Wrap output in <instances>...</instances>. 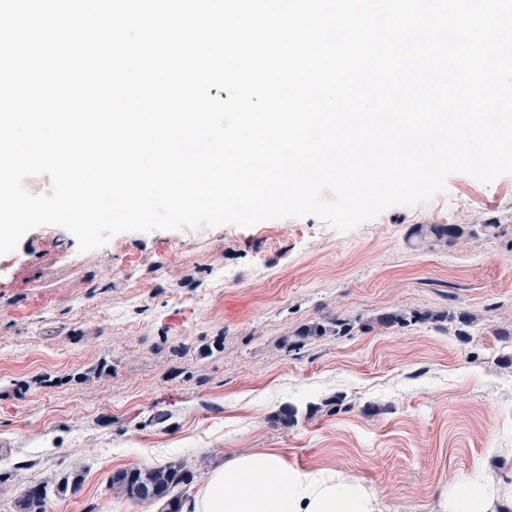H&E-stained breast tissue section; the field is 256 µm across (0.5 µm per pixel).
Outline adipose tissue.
<instances>
[{
    "mask_svg": "<svg viewBox=\"0 0 512 512\" xmlns=\"http://www.w3.org/2000/svg\"><path fill=\"white\" fill-rule=\"evenodd\" d=\"M190 512H378L374 495L323 471L288 466L271 451L250 452L213 468Z\"/></svg>",
    "mask_w": 512,
    "mask_h": 512,
    "instance_id": "obj_1",
    "label": "adipose tissue"
}]
</instances>
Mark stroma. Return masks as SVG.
Listing matches in <instances>:
<instances>
[{
	"label": "stroma",
	"mask_w": 512,
	"mask_h": 512,
	"mask_svg": "<svg viewBox=\"0 0 512 512\" xmlns=\"http://www.w3.org/2000/svg\"><path fill=\"white\" fill-rule=\"evenodd\" d=\"M434 224L461 233L438 239ZM394 310L421 319L378 323ZM459 311L474 317L464 337L446 318ZM335 319L347 335L286 348ZM510 355L512 174H453L345 233L286 217L82 252L40 226L0 255V512L34 483L52 490L46 512H143L113 472L179 460L203 481L265 450L351 478L379 512H456L478 468V512H512Z\"/></svg>",
	"instance_id": "35a3bbf8"
}]
</instances>
